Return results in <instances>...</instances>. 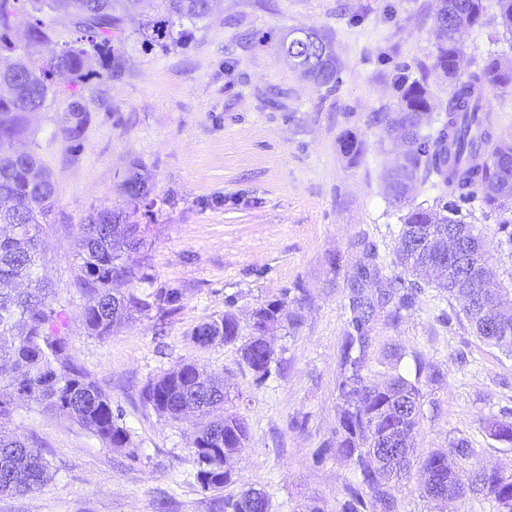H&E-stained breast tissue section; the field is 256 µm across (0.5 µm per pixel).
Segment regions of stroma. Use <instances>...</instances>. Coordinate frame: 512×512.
<instances>
[{"label": "stroma", "mask_w": 512, "mask_h": 512, "mask_svg": "<svg viewBox=\"0 0 512 512\" xmlns=\"http://www.w3.org/2000/svg\"><path fill=\"white\" fill-rule=\"evenodd\" d=\"M438 0H213L208 16L183 44L164 51L143 44L138 17L125 22L121 77L90 76L83 103L90 116L79 140L66 132L68 95L29 114L31 134L19 149L37 154L56 185L57 202L42 227V275L56 288L72 355L123 410L137 460L105 447L75 423L18 401L0 431L34 436L51 455L53 477L23 496H0V512H217L202 490L191 447V421L159 416L142 399L148 381L193 362L222 376L226 410L248 424L249 440L231 462L228 495L256 487L271 512H336L352 474L343 459L317 461L336 437V375L350 283L362 258L358 239L374 242L393 275L394 247L405 207L385 187L398 151L372 117L392 111L401 79L425 78L432 103L423 128L437 127L453 86L432 65ZM479 25L460 35L461 72L492 56L512 60V33L497 0H483ZM314 32L339 62L334 90L300 74L282 42ZM354 132L365 142L357 162L340 143ZM150 176V200L137 220L146 228L148 280L184 288V308L164 330L154 320L129 323L101 340L80 322L90 300L77 285L75 243L95 210L126 207L121 183L132 164ZM490 247L487 261L512 283V246L497 243L498 222L480 200L461 205ZM241 327L273 299L298 316L268 338L277 364L257 385L236 347H199L196 325L223 313L226 299ZM446 293L419 294L399 322L379 317L368 350L372 378L394 364L410 370L414 355L438 370L423 391L418 456L472 440L477 466L512 473V445L496 442L489 421L512 409V355L488 346L453 317ZM414 470L395 492L405 512H493L476 497L426 502Z\"/></svg>", "instance_id": "obj_1"}]
</instances>
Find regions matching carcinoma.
I'll return each instance as SVG.
<instances>
[{"instance_id": "1", "label": "carcinoma", "mask_w": 512, "mask_h": 512, "mask_svg": "<svg viewBox=\"0 0 512 512\" xmlns=\"http://www.w3.org/2000/svg\"><path fill=\"white\" fill-rule=\"evenodd\" d=\"M163 8L162 17L149 12L154 2ZM12 14L26 20L34 33L33 44L49 41L45 23L37 17L44 11L62 12L76 21L79 37L70 48L49 64L34 58L29 49L0 63V78L14 84L11 98L0 96V197L14 200V207L0 210V224L12 228L0 233V420L8 419L16 401L31 402L49 414L64 416L109 448L126 449L132 459L131 429L123 423L120 408L113 407L105 393L74 360L70 337L62 331V311L51 288L37 275L42 261L40 232L53 211L56 186L36 154L15 155L13 144L24 137L27 115L43 108L58 94V78L74 97L68 108L67 134L83 133L89 113L80 102L90 77L91 56L99 57L105 78L122 73L125 66L120 49L125 16L139 12V34L146 44L167 51L179 45L187 30L184 22L196 24L209 11L210 0H0V48L12 49V28L4 4ZM483 13L482 0H440L435 23L452 26L466 18L476 24ZM281 51L293 58L294 69L318 85L336 87L338 60L329 43L321 37L307 42L294 38L282 43ZM460 47L443 39L437 46L433 69L448 76L454 91L445 107L441 125L427 133L414 123L415 113L430 109L425 81L404 83L399 90L397 110L379 112L373 122L387 137L405 129L415 147L404 157L398 171L389 176L386 191L390 201L402 204L409 187L436 180L448 187V196L465 202L475 195L491 212L512 204V136H494L487 88L512 84V62L490 58L485 65L458 77L454 57ZM343 153L354 159L364 142L353 135L341 141ZM128 209L100 210L88 216L76 243L78 285L92 304L81 316L90 336L105 339L127 321L139 316L161 323L174 320L183 309L184 289L162 284L144 295L124 294L114 288L118 282L146 281L145 266L128 264L124 253H139L146 247L144 230L133 217L147 200L148 176L135 167L121 184ZM452 217H437L415 206L402 218L396 246V266L403 275L386 277L380 254L372 242L363 243V263L354 287L378 277L387 283L381 303L393 304V317L415 304L423 288L448 293L458 305L473 333L484 343L512 354V311L505 309L509 289L493 277L477 288H458L447 279L432 280L437 272L434 260L448 253V223ZM498 307L500 332L490 333L482 323L486 304ZM376 306L354 292L348 306L341 345L340 375L336 381L341 405L337 409L336 456L346 460L353 480L345 483L337 499L336 512H404L392 493L395 483L410 480L417 439L422 432V387L433 374H424L418 364L414 376L401 372L384 384L367 374V348ZM284 300L276 299L253 312L250 336L242 339L241 326L231 311L215 315L195 326L190 339L198 346L239 344L242 361L262 386L275 362L274 347L265 339L268 328L283 320ZM146 403L161 416L177 421L187 413L198 417L193 450L201 469L203 490L224 492L230 484V460L245 448L248 428L243 417L224 413V380L194 363H183L150 381L142 392ZM503 443L512 444V410L505 409L491 421ZM474 457L471 441L458 437L446 448H434L420 459L427 475L421 497L461 499L480 495L492 503L495 512H512V478L497 468L467 469ZM50 461L46 449L28 435L0 434V496L24 495L48 478ZM224 512H270L269 497L263 490L250 489L238 498L217 500Z\"/></svg>"}]
</instances>
